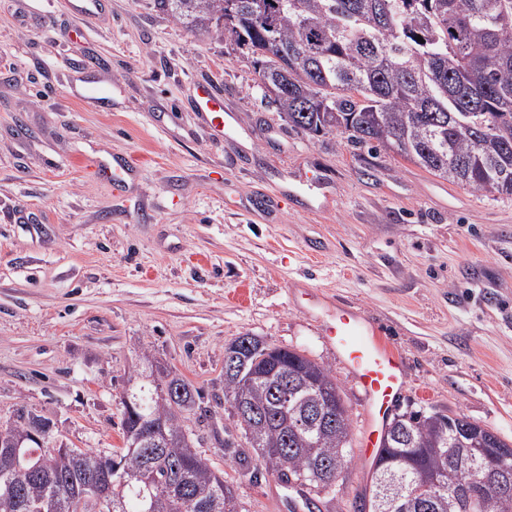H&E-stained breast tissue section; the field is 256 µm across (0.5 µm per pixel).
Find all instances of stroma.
Returning <instances> with one entry per match:
<instances>
[{"instance_id": "1", "label": "stroma", "mask_w": 512, "mask_h": 512, "mask_svg": "<svg viewBox=\"0 0 512 512\" xmlns=\"http://www.w3.org/2000/svg\"><path fill=\"white\" fill-rule=\"evenodd\" d=\"M0 0V424L18 409L57 444L118 452L122 396L149 355L197 388L187 425L241 512H282L281 483L224 401L241 336L329 369L354 431L364 397L325 334L343 303L408 366L397 413H460L512 441V198L475 193L268 106L246 54L153 0ZM224 92L223 141L190 108ZM132 156L120 187L96 166ZM352 461L316 503L353 512Z\"/></svg>"}]
</instances>
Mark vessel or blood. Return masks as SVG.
Here are the masks:
<instances>
[{
  "mask_svg": "<svg viewBox=\"0 0 512 512\" xmlns=\"http://www.w3.org/2000/svg\"><path fill=\"white\" fill-rule=\"evenodd\" d=\"M194 109L223 134L228 120L224 95L210 81L199 83ZM330 340L365 396V426L361 457L374 462L382 448L385 429L407 386V365L401 355L382 342L365 316L352 308H337L327 321Z\"/></svg>",
  "mask_w": 512,
  "mask_h": 512,
  "instance_id": "1",
  "label": "vessel or blood"
}]
</instances>
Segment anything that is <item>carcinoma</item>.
Here are the masks:
<instances>
[{
  "label": "carcinoma",
  "instance_id": "carcinoma-1",
  "mask_svg": "<svg viewBox=\"0 0 512 512\" xmlns=\"http://www.w3.org/2000/svg\"><path fill=\"white\" fill-rule=\"evenodd\" d=\"M157 10L193 33L216 29L252 58L267 104L309 135L338 131L373 143L427 172L477 193L512 196V0H154ZM243 352L244 385L224 376V400L247 399L272 423L241 435L247 448H268L267 464L290 485L317 488L301 475L319 463L332 483L350 463L352 420L331 371L288 349L270 353L253 336ZM307 389L283 404L275 369ZM134 411H123L126 444L161 428L172 442L156 450L150 484L128 483L112 512H239L233 488L185 441L186 415L198 390L181 376L169 382L176 400L158 394L145 372L128 378ZM24 414L0 426V437L28 433ZM95 452L84 463L41 448L39 474L0 469V495L10 489L15 512L58 509L53 487L76 495ZM512 478V443L461 414L411 411L394 416L369 488L356 512H416L414 489L425 486L430 512H512V492L481 477ZM474 491L471 501L457 491Z\"/></svg>",
  "mask_w": 512,
  "mask_h": 512
}]
</instances>
